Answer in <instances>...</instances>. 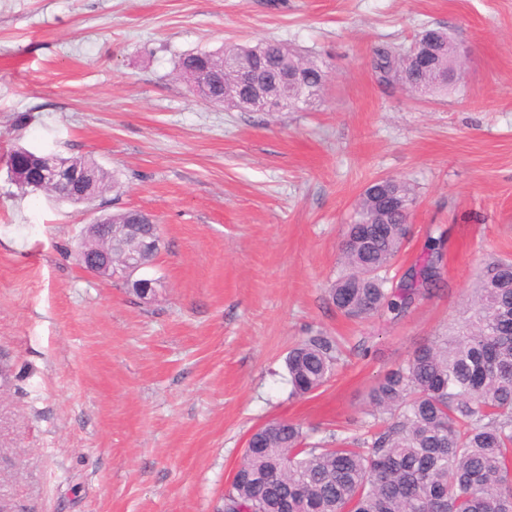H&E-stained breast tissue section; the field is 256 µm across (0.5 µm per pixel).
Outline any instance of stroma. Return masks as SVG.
Returning a JSON list of instances; mask_svg holds the SVG:
<instances>
[{"instance_id":"stroma-1","label":"stroma","mask_w":512,"mask_h":512,"mask_svg":"<svg viewBox=\"0 0 512 512\" xmlns=\"http://www.w3.org/2000/svg\"><path fill=\"white\" fill-rule=\"evenodd\" d=\"M426 27L468 50L416 96L377 48ZM272 39L327 66L296 112H240L177 76L182 55ZM117 173L103 212L160 226L144 302L75 257L84 206L20 192L13 151ZM414 184L402 278L445 238L442 283L402 317L343 316L327 289L364 188ZM512 256V0H0V512H221L260 424L358 431L371 385L456 321ZM338 339L305 397L285 358Z\"/></svg>"}]
</instances>
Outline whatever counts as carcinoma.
Here are the masks:
<instances>
[{"mask_svg":"<svg viewBox=\"0 0 512 512\" xmlns=\"http://www.w3.org/2000/svg\"><path fill=\"white\" fill-rule=\"evenodd\" d=\"M433 66H419L407 50H376L374 66L384 81L398 79L414 93L448 87L436 82L434 69L448 68V33L426 29ZM256 65L267 72L297 62L316 83L326 68L287 44L261 40ZM245 47L184 55L179 75L189 90L201 67L224 69L204 99L219 104L247 93L227 60ZM70 162L90 170L101 186L119 187L114 173L96 162ZM393 192L405 206L417 195L406 180L380 178L360 195L353 223L341 248L344 272L327 289L345 316L366 319L381 313L399 317L418 297L439 288L443 243L431 239L428 256L416 275L399 289L389 287V269L403 249L409 214L385 210L380 198ZM115 224H136L145 234L157 228L138 211L112 214ZM336 345L310 336L285 359L291 395L304 397L321 388L337 362ZM377 412L392 422L367 426L357 436L327 448L309 442L300 425L286 419L252 439L234 480L224 490V512H512V259L495 258L477 275L472 298L448 331L417 348L387 371L368 393Z\"/></svg>","mask_w":512,"mask_h":512,"instance_id":"1","label":"carcinoma"}]
</instances>
